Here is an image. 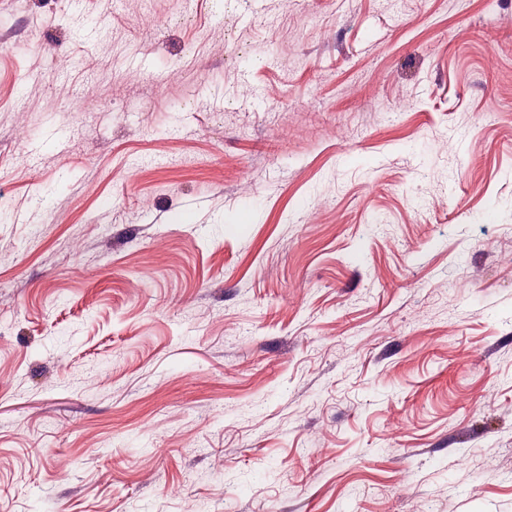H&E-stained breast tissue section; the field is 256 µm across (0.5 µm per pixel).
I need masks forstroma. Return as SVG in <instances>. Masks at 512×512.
<instances>
[{"mask_svg":"<svg viewBox=\"0 0 512 512\" xmlns=\"http://www.w3.org/2000/svg\"><path fill=\"white\" fill-rule=\"evenodd\" d=\"M0 512H512V0H0Z\"/></svg>","mask_w":512,"mask_h":512,"instance_id":"35a3bbf8","label":"stroma"}]
</instances>
